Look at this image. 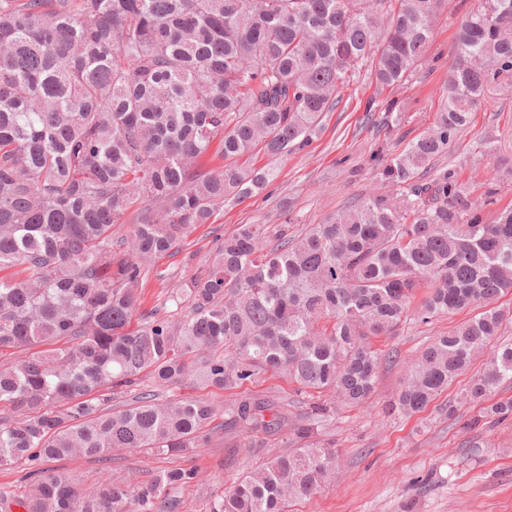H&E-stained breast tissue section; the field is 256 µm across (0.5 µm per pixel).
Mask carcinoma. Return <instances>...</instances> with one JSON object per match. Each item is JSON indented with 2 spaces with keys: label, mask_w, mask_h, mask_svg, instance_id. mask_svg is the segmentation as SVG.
<instances>
[{
  "label": "carcinoma",
  "mask_w": 512,
  "mask_h": 512,
  "mask_svg": "<svg viewBox=\"0 0 512 512\" xmlns=\"http://www.w3.org/2000/svg\"><path fill=\"white\" fill-rule=\"evenodd\" d=\"M387 5L382 24L377 8ZM444 0H0V469L23 466L22 512H177L195 468L146 481L105 472L91 489L56 462L112 452L188 455L219 413L247 435L284 428L302 442L243 473L209 512H287L332 479L336 449L315 439L328 409L240 391L279 373L345 405L372 397L381 355L416 309L428 323L476 313L435 337L404 369L390 409H425L473 360L466 399L512 382V340L496 302L512 293V207L487 222L455 172L433 170L485 89L512 73V0H478L458 26L456 57L432 125L381 164L386 191L300 234L239 224L202 275L175 288V312L131 327L133 285L228 200L262 193L273 169L238 160L303 148L340 89L375 54L380 87L426 54ZM224 164L203 168L215 139ZM139 206L132 230L119 234ZM188 312H182L183 303ZM201 360L229 393L164 399ZM136 390L122 409L112 392Z\"/></svg>",
  "instance_id": "obj_1"
}]
</instances>
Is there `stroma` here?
Here are the masks:
<instances>
[{"label": "stroma", "mask_w": 512, "mask_h": 512, "mask_svg": "<svg viewBox=\"0 0 512 512\" xmlns=\"http://www.w3.org/2000/svg\"><path fill=\"white\" fill-rule=\"evenodd\" d=\"M475 3L447 0L425 57L402 84L378 87L373 63L365 61L303 149L274 157L257 148L242 157L244 165L276 169L277 179L258 195L226 202L212 223L196 225L170 253L148 264L135 286L138 315L171 310V290L198 273L236 225L265 224L273 232L284 225L295 234L349 199L380 190L378 159L398 153L426 131L441 108L455 32ZM486 142L512 161L511 76L489 87L473 124L443 160L471 198L483 199L487 189H494L497 202L484 209L490 220L496 209L512 205V177L498 175L481 156ZM470 315L466 309L428 323L410 319L396 335L375 339L382 364L372 399L358 408H337L319 431L320 439L335 443L340 452L336 479L315 497L290 503V512H512V417L501 420L487 415L485 405L463 401L470 374L458 377L415 415L385 413L400 389L405 365L435 336ZM244 390L292 404L297 413L310 403L288 379L270 373L246 383ZM478 414L483 425L469 427ZM294 447L284 433L219 432L208 447L186 457L132 450L113 457L106 468L118 477L133 471L145 481L159 469L196 467L198 483L182 494L180 512H209L212 498L248 468Z\"/></svg>", "instance_id": "1"}]
</instances>
